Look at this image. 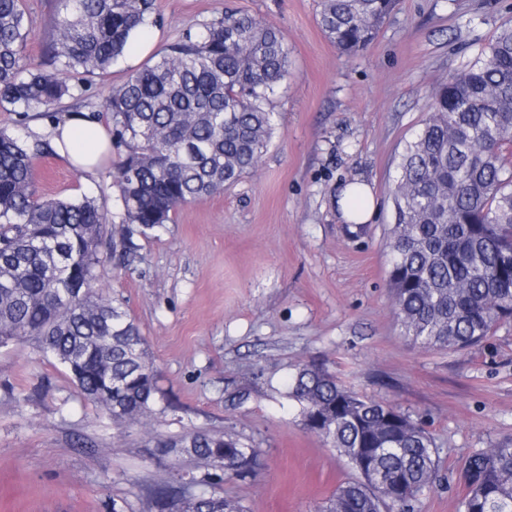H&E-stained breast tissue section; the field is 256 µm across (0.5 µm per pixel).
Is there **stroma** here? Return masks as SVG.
<instances>
[{"label":"stroma","mask_w":512,"mask_h":512,"mask_svg":"<svg viewBox=\"0 0 512 512\" xmlns=\"http://www.w3.org/2000/svg\"><path fill=\"white\" fill-rule=\"evenodd\" d=\"M163 19L141 52L85 77L89 107L186 28L231 7L277 26L290 51L272 96L276 129L258 167L224 192L179 208L165 230L135 236V258L105 270V295L139 326L171 408L118 424L86 402L64 366L34 344L0 346V512H156L149 488L201 477L206 464L157 447L193 430L231 434L258 454L224 483L246 512H319L353 477L345 458L302 423L285 384L302 364L387 401L433 434L440 480L415 512H461L474 451L512 439V321L479 347L452 352L400 333L387 288L390 187L426 96L463 69L512 18V0H399L374 40L342 55L317 24L319 0H156ZM40 64L57 0H23ZM371 186L376 212L352 235L332 202L339 183ZM42 196L96 198L119 214L112 165L78 171L39 159Z\"/></svg>","instance_id":"35a3bbf8"}]
</instances>
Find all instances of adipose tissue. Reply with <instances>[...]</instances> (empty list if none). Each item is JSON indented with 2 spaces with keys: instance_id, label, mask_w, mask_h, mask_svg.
Instances as JSON below:
<instances>
[{
  "instance_id": "ef3b65f1",
  "label": "adipose tissue",
  "mask_w": 512,
  "mask_h": 512,
  "mask_svg": "<svg viewBox=\"0 0 512 512\" xmlns=\"http://www.w3.org/2000/svg\"><path fill=\"white\" fill-rule=\"evenodd\" d=\"M51 138L74 145L73 166L86 172L94 171L110 153V137L104 125L86 117H67L49 127Z\"/></svg>"
}]
</instances>
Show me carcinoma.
<instances>
[{"instance_id":"carcinoma-1","label":"carcinoma","mask_w":512,"mask_h":512,"mask_svg":"<svg viewBox=\"0 0 512 512\" xmlns=\"http://www.w3.org/2000/svg\"><path fill=\"white\" fill-rule=\"evenodd\" d=\"M397 0H319L318 25L343 54L363 49ZM160 25L155 0H59L45 46L50 68L27 63L32 34L22 0H0V103L50 112L74 96L75 74L107 71ZM280 31L234 10L191 27L104 99L112 171L122 205L116 225L94 199L38 193L48 140L0 131V344L36 341L67 370L84 397L115 422L156 414L155 366L123 303L95 291L101 269L124 265L135 235L165 228L183 205L224 191L253 171L272 138L268 109L288 71ZM392 188L388 286L401 335L424 348L464 351L512 320V24L427 96V117L401 155ZM288 397L303 425L330 443L358 477L336 488L321 512H413L437 477L439 448L410 415L360 396L323 367L292 375ZM192 446L208 463L233 449L257 464L253 447L221 432L157 438ZM462 512H512V441L464 462ZM203 490L154 489L163 512H244L240 501Z\"/></svg>"}]
</instances>
